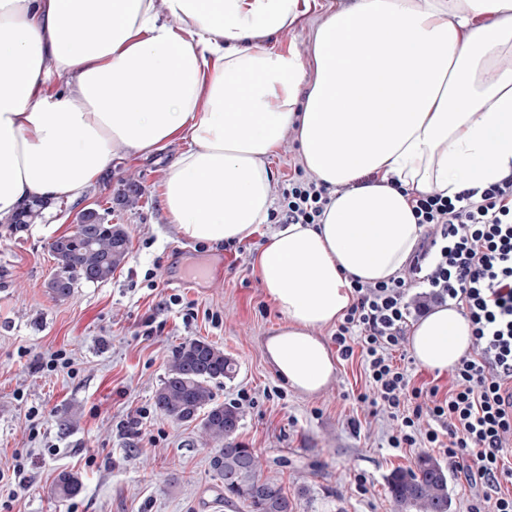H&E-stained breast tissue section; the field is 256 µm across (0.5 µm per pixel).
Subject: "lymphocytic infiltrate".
<instances>
[{
	"mask_svg": "<svg viewBox=\"0 0 512 512\" xmlns=\"http://www.w3.org/2000/svg\"><path fill=\"white\" fill-rule=\"evenodd\" d=\"M330 188L295 168L284 180L278 221L321 223ZM425 232L396 276L378 283L353 280L355 301L336 324L343 358L360 355L367 390L359 394L370 415L385 411L396 423L393 448H435L470 486L469 512H512V178L448 199L411 197ZM455 302L473 325V343L448 379L416 385L406 360L411 314Z\"/></svg>",
	"mask_w": 512,
	"mask_h": 512,
	"instance_id": "obj_1",
	"label": "lymphocytic infiltrate"
}]
</instances>
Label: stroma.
Returning a JSON list of instances; mask_svg holds the SVG:
<instances>
[{
	"label": "stroma",
	"mask_w": 512,
	"mask_h": 512,
	"mask_svg": "<svg viewBox=\"0 0 512 512\" xmlns=\"http://www.w3.org/2000/svg\"><path fill=\"white\" fill-rule=\"evenodd\" d=\"M355 3L310 0L268 49L310 58L328 15ZM180 150L176 143L146 158L115 154L83 200L105 202L136 183L138 201L113 206L109 218L128 233V258L109 281L79 284L65 299L48 291L50 243L71 230L73 202L52 201L41 221L16 232L0 222V470L12 474L20 463L25 477L17 498L0 496V512H246L220 504L224 487L200 421L174 420L154 405L177 347L200 338L234 359L237 374L214 385L215 399L238 405L237 441L253 448L296 512H392L386 477L414 467L417 455L389 447L395 421L358 403L360 356L337 359L333 383L313 397L273 373L262 346L280 315L253 261L278 223L268 219L230 247L179 236L161 192ZM59 351L72 358V373L43 370ZM243 391L252 400L242 405ZM64 469L79 473L83 488L60 500L51 489Z\"/></svg>",
	"instance_id": "1"
}]
</instances>
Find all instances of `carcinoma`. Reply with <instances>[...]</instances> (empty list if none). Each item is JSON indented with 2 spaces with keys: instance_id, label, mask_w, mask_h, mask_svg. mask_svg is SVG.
Returning a JSON list of instances; mask_svg holds the SVG:
<instances>
[{
  "instance_id": "carcinoma-1",
  "label": "carcinoma",
  "mask_w": 512,
  "mask_h": 512,
  "mask_svg": "<svg viewBox=\"0 0 512 512\" xmlns=\"http://www.w3.org/2000/svg\"><path fill=\"white\" fill-rule=\"evenodd\" d=\"M44 205L35 201L10 225L18 229L33 223ZM50 250L56 269L48 289L53 298L64 299L80 283L108 281L129 254V237L123 225L100 222L82 234L53 241ZM235 373L236 364L223 349L205 339L189 340L176 349L167 377L154 393V405L180 421L201 419L203 436L215 445L210 468L224 483V502H239L248 512H295V500L278 480L263 474L253 449L235 441L238 409L215 400L212 384ZM386 483L394 512H450L448 472L431 456H420L413 468L393 470ZM81 489L79 474L63 471L53 494L67 499Z\"/></svg>"
}]
</instances>
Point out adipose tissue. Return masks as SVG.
Wrapping results in <instances>:
<instances>
[{"instance_id": "1", "label": "adipose tissue", "mask_w": 512, "mask_h": 512, "mask_svg": "<svg viewBox=\"0 0 512 512\" xmlns=\"http://www.w3.org/2000/svg\"><path fill=\"white\" fill-rule=\"evenodd\" d=\"M300 5L0 0V220L81 199L116 152L181 142L162 192L169 223L192 241H240L268 217L264 161L295 130L332 202L322 223L272 232L254 268L281 318L265 359L311 396L335 377L320 331L353 304L352 280H389L424 233L411 194L452 199L512 175V69L498 67L512 0H358L329 14L308 62L264 45ZM408 342L443 374L469 352L471 323L450 302Z\"/></svg>"}]
</instances>
